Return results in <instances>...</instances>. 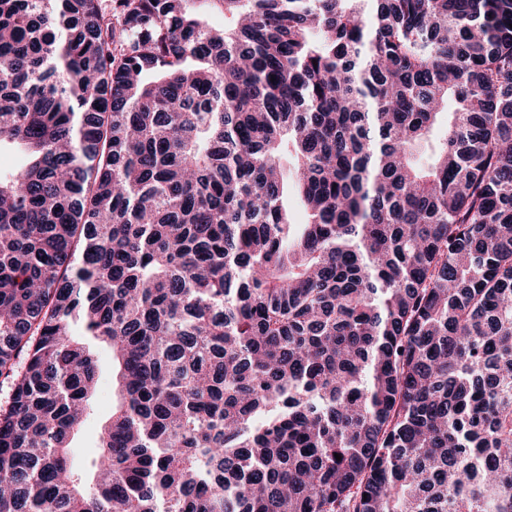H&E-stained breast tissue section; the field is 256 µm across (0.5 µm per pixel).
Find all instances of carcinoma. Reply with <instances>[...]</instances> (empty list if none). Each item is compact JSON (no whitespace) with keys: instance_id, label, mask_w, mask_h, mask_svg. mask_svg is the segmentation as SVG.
I'll return each mask as SVG.
<instances>
[{"instance_id":"obj_1","label":"carcinoma","mask_w":512,"mask_h":512,"mask_svg":"<svg viewBox=\"0 0 512 512\" xmlns=\"http://www.w3.org/2000/svg\"><path fill=\"white\" fill-rule=\"evenodd\" d=\"M5 143L0 512H512V0H0ZM100 379L94 396V413L86 427L73 442L72 452L78 463H83L91 446V435L112 410V360L109 354L100 349Z\"/></svg>"}]
</instances>
